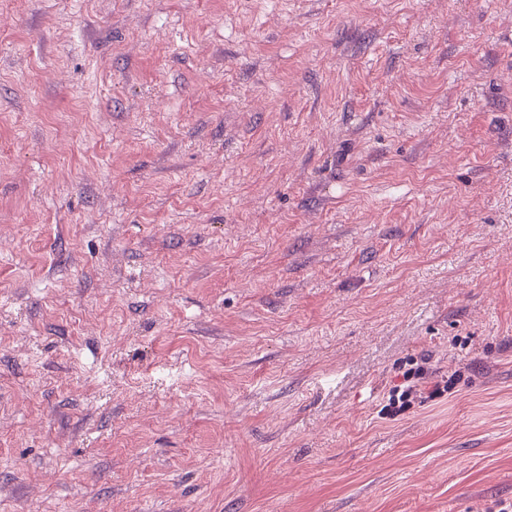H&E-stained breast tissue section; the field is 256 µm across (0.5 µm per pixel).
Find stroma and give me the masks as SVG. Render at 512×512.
Wrapping results in <instances>:
<instances>
[{"label": "stroma", "instance_id": "obj_1", "mask_svg": "<svg viewBox=\"0 0 512 512\" xmlns=\"http://www.w3.org/2000/svg\"><path fill=\"white\" fill-rule=\"evenodd\" d=\"M501 503L512 0H0V512ZM427 359H412L403 372V381L395 385L389 393L386 403L380 408L381 419L399 420L411 413L417 405L435 402L448 397L461 381L459 369L448 371L447 375L433 376L426 366Z\"/></svg>", "mask_w": 512, "mask_h": 512}]
</instances>
